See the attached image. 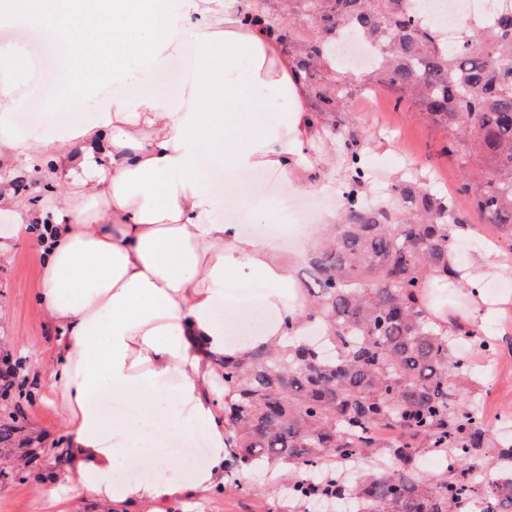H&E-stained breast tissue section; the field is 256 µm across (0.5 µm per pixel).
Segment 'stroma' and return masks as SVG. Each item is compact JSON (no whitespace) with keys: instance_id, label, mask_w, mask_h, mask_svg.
<instances>
[{"instance_id":"stroma-1","label":"stroma","mask_w":512,"mask_h":512,"mask_svg":"<svg viewBox=\"0 0 512 512\" xmlns=\"http://www.w3.org/2000/svg\"><path fill=\"white\" fill-rule=\"evenodd\" d=\"M337 78L348 82L352 96L339 113L325 112L322 140L333 139V127L355 136H366V162L369 178L365 193L375 201L389 198L392 181L399 176H430L432 190L439 194L455 192L461 172L448 156L442 154L444 132L426 121L420 108L410 99H397L371 70L349 71L337 66ZM343 154H336L331 167L315 177L307 188H294L261 176L265 186L261 195L250 194V185L240 179L218 185L217 192L232 200V207L218 211V220H230L248 228L244 213L260 210L273 203L275 196L288 195L305 200L307 213L297 211L280 216V224L290 231L289 239L280 241L282 256L296 257L312 245L307 233L321 215L338 210L346 177ZM40 255L28 241L16 242L10 261L0 262V369L16 360L25 366L14 377L15 389L30 393L22 405L27 424L21 433L26 447L45 449L37 464L24 468L23 474L0 482V512H47L37 486L46 471H59L60 463L52 449L61 447L63 436L58 399L44 383L51 366L53 330L33 297L39 285ZM468 362L460 371L462 382L475 381L485 391L478 405L487 416L512 410V368H502L497 359L476 349L468 350ZM243 490L225 485L222 492L161 505V512H306L304 501L288 497V470L277 465L264 471L241 473Z\"/></svg>"}]
</instances>
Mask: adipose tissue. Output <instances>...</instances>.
Masks as SVG:
<instances>
[{
    "label": "adipose tissue",
    "instance_id": "1",
    "mask_svg": "<svg viewBox=\"0 0 512 512\" xmlns=\"http://www.w3.org/2000/svg\"><path fill=\"white\" fill-rule=\"evenodd\" d=\"M249 0H0L1 25L38 22L66 52L50 75L62 98H94L96 122L74 123L54 144L17 133L24 106L15 57L0 46V162L24 158L53 191L39 208L0 176V212L24 237L32 217L42 235L34 302L57 339L49 379L65 434L63 477L39 486L47 507L87 496L99 506H145L222 490L224 359L245 358L284 339L283 322L302 313L301 289L275 239L243 236L219 222L222 205L208 167L225 175L260 170L308 186L329 163L314 150L319 127L291 57L265 26L247 23ZM194 58L178 89L137 96L184 47ZM450 268L449 305H429L448 333L483 330L495 315L479 288L504 261ZM264 286L263 327L226 334L232 287ZM206 436L204 465L180 464L168 434ZM177 477L115 481L132 456Z\"/></svg>",
    "mask_w": 512,
    "mask_h": 512
}]
</instances>
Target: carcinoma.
<instances>
[{
	"label": "carcinoma",
	"instance_id": "obj_1",
	"mask_svg": "<svg viewBox=\"0 0 512 512\" xmlns=\"http://www.w3.org/2000/svg\"><path fill=\"white\" fill-rule=\"evenodd\" d=\"M315 23L310 39L295 38L297 77L320 110L345 107L347 85L316 69L334 56L347 33L376 51L387 85L418 101L448 137L444 154L462 172L459 192L500 230L512 257V9L490 27L469 18L455 43L444 44L416 0H288ZM254 21L278 38L293 36L285 20L255 6ZM290 33H284V29ZM364 138L344 139L346 207L328 226L304 268L305 329L322 344L294 334L274 350L224 357V419L228 468L288 467V493L300 499H347L350 512H512V438H494L459 382L450 336L428 316L431 276L453 279L448 251L468 223L448 197L425 180L399 177L390 203H373L363 186ZM26 415L0 424V454L13 452ZM431 453L436 473L421 468ZM375 469L346 483L349 463Z\"/></svg>",
	"mask_w": 512,
	"mask_h": 512
}]
</instances>
